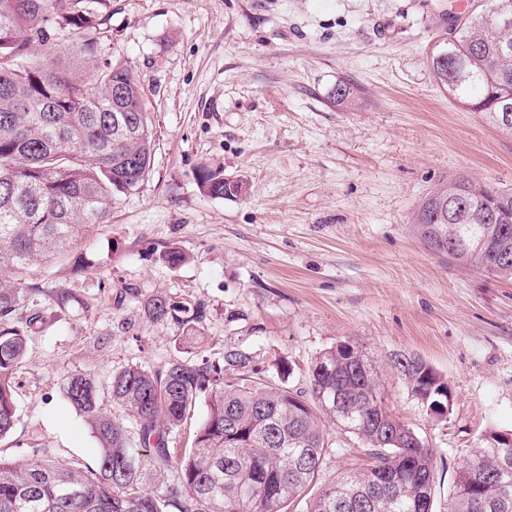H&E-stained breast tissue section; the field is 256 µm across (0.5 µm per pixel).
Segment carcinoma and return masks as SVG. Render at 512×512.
<instances>
[{
    "label": "carcinoma",
    "instance_id": "1",
    "mask_svg": "<svg viewBox=\"0 0 512 512\" xmlns=\"http://www.w3.org/2000/svg\"><path fill=\"white\" fill-rule=\"evenodd\" d=\"M504 0L432 40L426 61L437 85L463 108L512 131V3ZM110 0H0V271L68 251L103 223L120 193L137 189L153 165L154 133L134 72L99 60L97 31ZM66 37L67 48L40 65L30 48ZM124 114L123 128L112 114ZM210 196L237 195L221 172L202 170ZM411 227L429 251L500 280H512V192L455 177L417 206ZM26 291L0 278V437L18 412L14 374L27 353L31 318L13 315ZM145 310L185 333L199 306L156 297ZM426 409L451 408L448 383L417 357L393 359ZM112 403L133 420L103 411L100 385L84 373L65 378L69 404L98 442L93 466L0 455V512H433L436 463L420 436L390 409L367 356L347 341L311 362L309 386L294 389L260 375L232 346L223 359L172 358L159 369L114 373ZM205 417L172 461L170 436L200 398ZM359 440L362 457L318 484L340 454L324 419ZM499 430L456 469L448 512H512V468L497 455Z\"/></svg>",
    "mask_w": 512,
    "mask_h": 512
}]
</instances>
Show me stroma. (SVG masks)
I'll return each instance as SVG.
<instances>
[{
    "label": "stroma",
    "instance_id": "35a3bbf8",
    "mask_svg": "<svg viewBox=\"0 0 512 512\" xmlns=\"http://www.w3.org/2000/svg\"><path fill=\"white\" fill-rule=\"evenodd\" d=\"M458 2L111 0L100 55L141 82L153 167L65 257L14 274L27 290L15 324L42 322L0 454L95 463L97 442L62 394L73 373L104 385L131 364L217 361L233 345L304 387L315 356L347 340L430 448L443 512L483 432L512 431V282L449 263L409 227L449 178L512 188V132L450 100L426 63ZM341 81L356 94L348 109L333 98ZM205 168L239 177L243 193L206 194ZM172 247L183 262L165 259ZM63 288L77 303L55 304ZM154 295L204 308L198 342L148 318ZM400 355L445 377L447 418L408 393Z\"/></svg>",
    "mask_w": 512,
    "mask_h": 512
}]
</instances>
